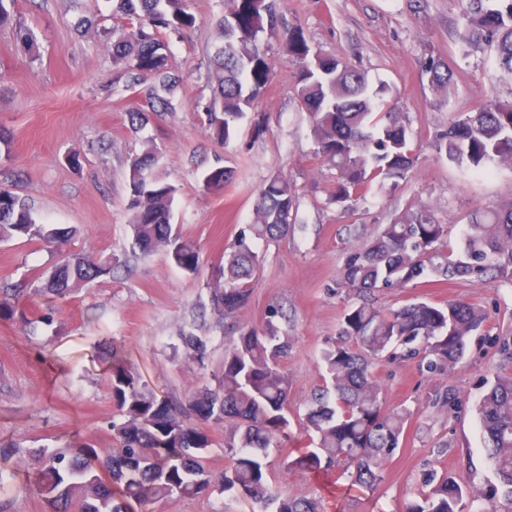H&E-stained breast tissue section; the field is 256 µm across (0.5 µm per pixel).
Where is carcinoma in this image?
I'll return each mask as SVG.
<instances>
[{"label": "carcinoma", "mask_w": 512, "mask_h": 512, "mask_svg": "<svg viewBox=\"0 0 512 512\" xmlns=\"http://www.w3.org/2000/svg\"><path fill=\"white\" fill-rule=\"evenodd\" d=\"M229 2L220 22L224 45L216 53V88L204 112L208 136L226 142L256 108L274 76L267 43L282 34L284 52L296 66L294 93L311 123L314 156L336 170L327 204L354 209L372 186L404 182L421 145L410 123L390 105L392 87L374 86L360 69L316 50L299 27L281 33V0ZM459 9L462 45L495 49L501 74L512 77V0H459ZM196 22L187 0H116L112 26L102 31L112 40L117 81L126 91L149 78L156 81L145 105L129 113L133 129L174 108L167 93L177 80L168 71L170 49L163 32L192 29ZM425 69L434 96L447 100L454 87L448 64L431 57ZM431 148L437 157L474 172L512 166V100L490 97L457 114L447 131L434 136ZM162 159L153 137L128 159L132 251L147 257L165 248L178 268L194 273L199 254L171 224L178 188L162 177ZM235 179L236 171L228 167L203 175L206 186L215 189ZM297 202L296 186L284 175L271 176L260 188L253 223L207 280L211 310L219 320L237 319L250 300L260 257L248 238L269 243L287 236ZM450 234L432 206L421 202L378 225L364 244L348 248L338 287L359 301L344 314L338 340L321 352L325 386L312 397L302 447L287 467L326 478L334 470L352 478L353 487L373 489L407 422L406 413L383 407L373 361L419 356L434 376H447L463 364L470 337L485 332L487 314L481 307L416 300L385 314L368 299L377 289L457 278L491 276L512 285V202L492 210L474 207L460 250L450 245ZM69 235L41 222L26 199L0 188L1 243L14 238L60 243ZM118 265L111 255L78 254L57 265L34 293L65 299L112 275ZM0 315H16L35 329L52 323L50 314L27 307L8 288H0ZM181 340L188 357L204 363L206 339L187 332ZM287 351L288 341L273 320L261 329L243 327L211 383L179 404L158 396L134 368L112 362L108 382L120 417L112 422L118 446L105 452L86 442L51 452L17 447L15 452L38 469L36 481L24 488L48 500L54 512H129L134 503L142 507L214 490L238 493L260 512H322L319 501L290 496L267 481L263 452L288 439L290 380L282 368ZM486 384L476 413L497 484L486 496L446 473L432 472L407 512H495L496 499L512 502V375L497 374ZM428 405L454 411L458 400L450 388L435 389ZM207 426L224 429L229 457L216 482L207 466L212 446L203 431Z\"/></svg>", "instance_id": "obj_1"}]
</instances>
